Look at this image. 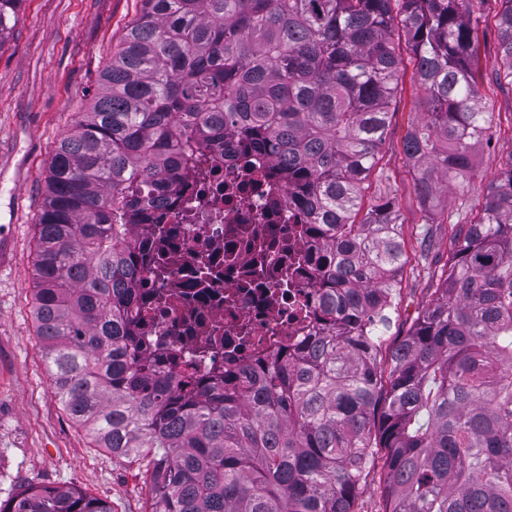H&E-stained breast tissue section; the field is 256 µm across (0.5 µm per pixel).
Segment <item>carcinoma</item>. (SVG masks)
Masks as SVG:
<instances>
[{"label":"carcinoma","instance_id":"cac0c4a2","mask_svg":"<svg viewBox=\"0 0 512 512\" xmlns=\"http://www.w3.org/2000/svg\"><path fill=\"white\" fill-rule=\"evenodd\" d=\"M472 0H142L99 91L47 166L32 313L52 390L96 448L151 457V512H354L369 474L384 512H512V158L407 335L382 350L408 258L390 199L361 209L404 58L422 92L403 139L433 212L490 141ZM497 27L512 85V0ZM22 0H0V45ZM270 158L322 243L324 334L210 382L144 352L131 229L205 161ZM0 512H112L31 487Z\"/></svg>","mask_w":512,"mask_h":512}]
</instances>
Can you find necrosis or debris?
<instances>
[{"instance_id": "necrosis-or-debris-1", "label": "necrosis or debris", "mask_w": 512, "mask_h": 512, "mask_svg": "<svg viewBox=\"0 0 512 512\" xmlns=\"http://www.w3.org/2000/svg\"><path fill=\"white\" fill-rule=\"evenodd\" d=\"M226 137L224 157L176 185L153 224L134 226L145 274L135 288L151 356L182 373L218 377L265 365L322 329L314 288L317 243L274 179Z\"/></svg>"}]
</instances>
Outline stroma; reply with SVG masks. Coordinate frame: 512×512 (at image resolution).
<instances>
[{
  "label": "stroma",
  "instance_id": "obj_1",
  "mask_svg": "<svg viewBox=\"0 0 512 512\" xmlns=\"http://www.w3.org/2000/svg\"><path fill=\"white\" fill-rule=\"evenodd\" d=\"M499 0H474L482 105L492 141L476 147L463 183L449 186L437 211L443 224L478 208L483 188L512 158V86L497 81ZM140 0H23L0 47V502L34 486L76 487L106 501L113 512H148L149 460H124L91 447L55 397L32 316L34 240L47 163L98 90ZM405 69L391 123L367 180L365 204L392 198L407 243L408 263L391 331L406 334L436 287L448 258L440 242L419 260L415 240L424 214L413 191L414 168L402 140L416 117L418 90Z\"/></svg>",
  "mask_w": 512,
  "mask_h": 512
}]
</instances>
